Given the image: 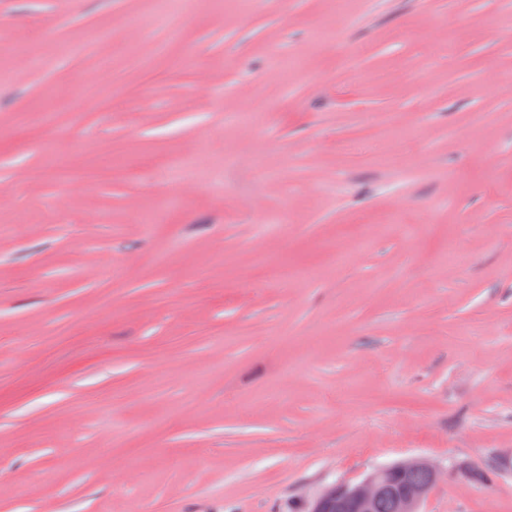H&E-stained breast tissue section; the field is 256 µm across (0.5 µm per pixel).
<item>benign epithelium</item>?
Wrapping results in <instances>:
<instances>
[{"instance_id": "obj_1", "label": "benign epithelium", "mask_w": 512, "mask_h": 512, "mask_svg": "<svg viewBox=\"0 0 512 512\" xmlns=\"http://www.w3.org/2000/svg\"><path fill=\"white\" fill-rule=\"evenodd\" d=\"M425 471L430 487L442 476L440 467L426 458H413L373 469L358 482L338 481L330 485L312 503L311 512H372L376 501L392 497L397 512H420L429 487L407 482L406 476Z\"/></svg>"}]
</instances>
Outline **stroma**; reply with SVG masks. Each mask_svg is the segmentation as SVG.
Segmentation results:
<instances>
[{
  "label": "stroma",
  "mask_w": 512,
  "mask_h": 512,
  "mask_svg": "<svg viewBox=\"0 0 512 512\" xmlns=\"http://www.w3.org/2000/svg\"><path fill=\"white\" fill-rule=\"evenodd\" d=\"M0 191V512H512V0H0ZM422 471L429 474L430 482ZM410 473H413L410 480L422 486L407 482L406 476ZM441 476L440 467L426 458L377 467L358 482L338 481L330 485L313 501L311 512H372L379 498L373 512H420L429 488L434 487ZM428 483L429 487H424ZM448 471L462 477L464 479H470V481L477 484H486L492 480V478L498 473L499 465L491 461L485 467L481 469L473 468V474L471 477V468L462 462H451L448 464Z\"/></svg>",
  "instance_id": "35a3bbf8"
}]
</instances>
